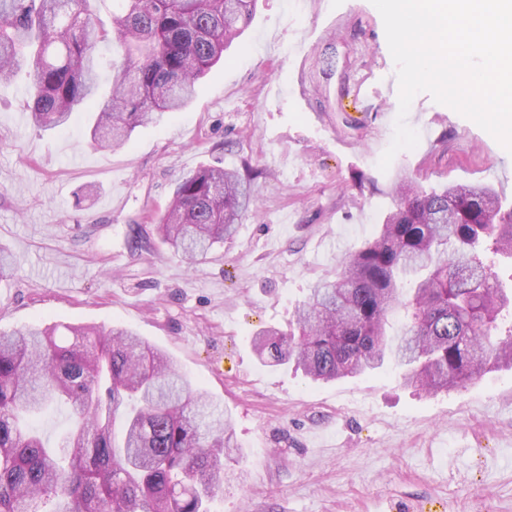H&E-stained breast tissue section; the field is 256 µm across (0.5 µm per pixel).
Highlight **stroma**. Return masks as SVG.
Here are the masks:
<instances>
[{
	"instance_id": "stroma-1",
	"label": "stroma",
	"mask_w": 512,
	"mask_h": 512,
	"mask_svg": "<svg viewBox=\"0 0 512 512\" xmlns=\"http://www.w3.org/2000/svg\"><path fill=\"white\" fill-rule=\"evenodd\" d=\"M27 83L0 82V333L121 326L167 352L236 433L213 512H512V370L427 395L393 366L315 382L252 352L373 236L397 173L512 202V153L426 92L406 116L418 145L380 170L399 83L371 0H258L195 99L121 150L92 148L82 114L37 129ZM218 157L259 171L258 201L191 268L151 218Z\"/></svg>"
}]
</instances>
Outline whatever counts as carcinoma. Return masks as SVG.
<instances>
[{"label": "carcinoma", "instance_id": "cac0c4a2", "mask_svg": "<svg viewBox=\"0 0 512 512\" xmlns=\"http://www.w3.org/2000/svg\"><path fill=\"white\" fill-rule=\"evenodd\" d=\"M101 28L90 0H0V81L29 68L26 110L54 129L88 109L91 146L120 148L135 128L179 112L257 0H121ZM114 40L120 59L96 49ZM109 92L99 93L101 72ZM258 173L200 167L177 180L157 218L161 243L190 264L242 223ZM373 236L334 278L311 288L285 330L253 339L266 367L289 362L314 380L404 369L431 392L512 368V296L497 259L512 260V207L488 185L427 190L405 176ZM405 322L388 333L389 314ZM66 406L54 444L37 421ZM166 353L127 328L32 325L0 336V512H212L237 444L228 412Z\"/></svg>", "mask_w": 512, "mask_h": 512}]
</instances>
